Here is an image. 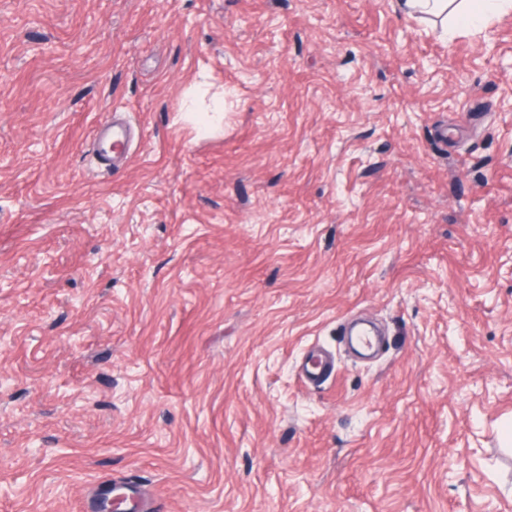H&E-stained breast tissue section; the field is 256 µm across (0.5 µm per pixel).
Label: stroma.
I'll return each mask as SVG.
<instances>
[{
	"instance_id": "35a3bbf8",
	"label": "stroma",
	"mask_w": 512,
	"mask_h": 512,
	"mask_svg": "<svg viewBox=\"0 0 512 512\" xmlns=\"http://www.w3.org/2000/svg\"><path fill=\"white\" fill-rule=\"evenodd\" d=\"M511 424L512 11L0 0V512H512Z\"/></svg>"
}]
</instances>
